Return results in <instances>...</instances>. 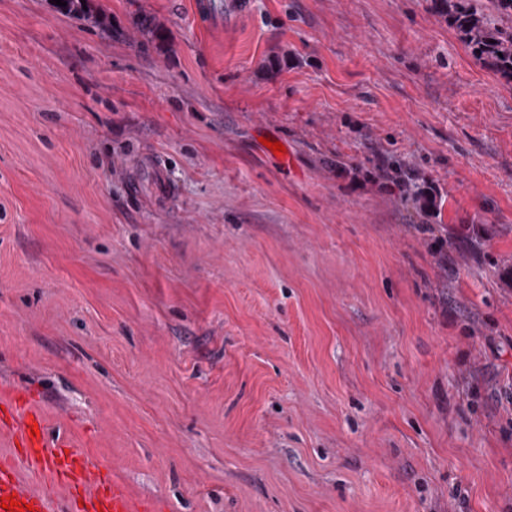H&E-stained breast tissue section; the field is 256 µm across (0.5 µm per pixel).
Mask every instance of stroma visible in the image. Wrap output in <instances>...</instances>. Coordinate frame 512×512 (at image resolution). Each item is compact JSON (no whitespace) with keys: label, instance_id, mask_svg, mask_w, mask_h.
Segmentation results:
<instances>
[{"label":"stroma","instance_id":"stroma-1","mask_svg":"<svg viewBox=\"0 0 512 512\" xmlns=\"http://www.w3.org/2000/svg\"><path fill=\"white\" fill-rule=\"evenodd\" d=\"M191 2L0 0V400L167 512H512V83L432 0ZM192 7L200 23L209 28L233 27L244 17L237 0H195Z\"/></svg>","mask_w":512,"mask_h":512}]
</instances>
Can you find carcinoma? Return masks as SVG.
Masks as SVG:
<instances>
[{"label": "carcinoma", "instance_id": "obj_1", "mask_svg": "<svg viewBox=\"0 0 512 512\" xmlns=\"http://www.w3.org/2000/svg\"><path fill=\"white\" fill-rule=\"evenodd\" d=\"M434 8L476 51V57L512 82V30L490 29L475 10L472 0H433Z\"/></svg>", "mask_w": 512, "mask_h": 512}]
</instances>
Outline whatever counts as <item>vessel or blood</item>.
Instances as JSON below:
<instances>
[{"label":"vessel or blood","instance_id":"obj_1","mask_svg":"<svg viewBox=\"0 0 512 512\" xmlns=\"http://www.w3.org/2000/svg\"><path fill=\"white\" fill-rule=\"evenodd\" d=\"M197 19L209 28L238 25L243 14L237 0H194ZM9 428L14 446L30 472L48 477L40 490L31 491L14 460H0V498L14 496L34 512H163L158 500L133 499L126 483L93 466L66 438L46 436V418L35 406L17 399L9 403ZM38 435H31V428Z\"/></svg>","mask_w":512,"mask_h":512}]
</instances>
